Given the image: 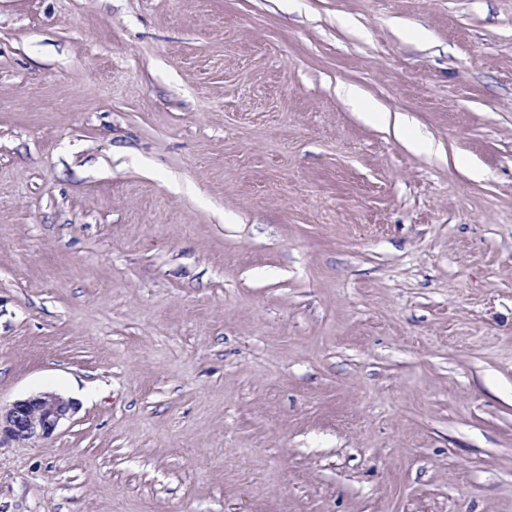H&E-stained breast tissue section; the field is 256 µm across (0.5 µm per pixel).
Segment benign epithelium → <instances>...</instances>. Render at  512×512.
<instances>
[{
  "label": "benign epithelium",
  "mask_w": 512,
  "mask_h": 512,
  "mask_svg": "<svg viewBox=\"0 0 512 512\" xmlns=\"http://www.w3.org/2000/svg\"><path fill=\"white\" fill-rule=\"evenodd\" d=\"M75 410L74 401L54 391L16 400L0 410V438L18 443L49 439Z\"/></svg>",
  "instance_id": "1"
}]
</instances>
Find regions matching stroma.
<instances>
[{
    "instance_id": "35a3bbf8",
    "label": "stroma",
    "mask_w": 512,
    "mask_h": 512,
    "mask_svg": "<svg viewBox=\"0 0 512 512\" xmlns=\"http://www.w3.org/2000/svg\"><path fill=\"white\" fill-rule=\"evenodd\" d=\"M42 391L0 512H512V0H0ZM75 410L74 401L54 391L16 400L0 409V443L2 437L18 443L49 439Z\"/></svg>"
}]
</instances>
